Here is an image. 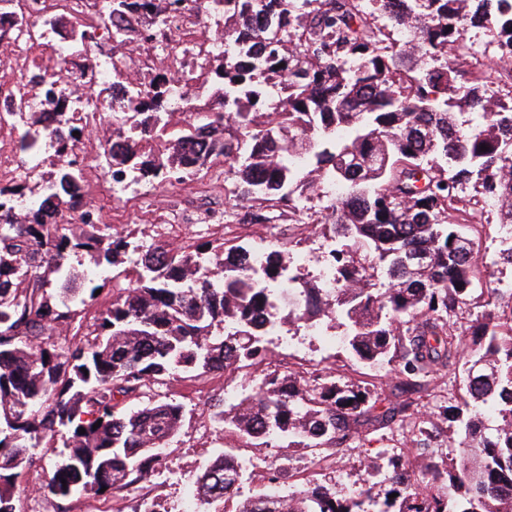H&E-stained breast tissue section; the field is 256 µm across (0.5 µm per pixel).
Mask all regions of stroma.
<instances>
[{
    "label": "stroma",
    "instance_id": "stroma-1",
    "mask_svg": "<svg viewBox=\"0 0 512 512\" xmlns=\"http://www.w3.org/2000/svg\"><path fill=\"white\" fill-rule=\"evenodd\" d=\"M83 195L85 200L107 212L114 229L131 234L136 241L148 243L159 235L182 241L201 238L212 241L221 236L217 226L181 224L176 220L177 214L185 208L210 199L223 202L224 183L210 174L175 187L155 185L146 194L136 188L129 190L123 204L118 206L101 194L93 179L85 183ZM292 340L295 349L274 344L272 353L261 364L216 375L205 383L178 375L152 391L153 399L182 404L185 410L179 434L166 450L164 467L171 471V480L163 483L155 479L129 493L77 495L62 506L39 497L22 498L15 502L18 512H132L143 502L160 505L162 512H184L197 477L222 448L236 449L272 471L280 464H287L289 489L322 483L346 494L374 483V476L364 467L366 457L394 455L412 465L431 461L443 466L457 454L458 440L450 433L447 420L438 415L440 407L457 404L463 395L459 377L449 370L433 376L428 395L418 398L414 406L418 417H434L437 426L431 440L421 447L413 443L410 430L396 428L351 440L339 453L326 451L312 457L302 448L245 441L235 429L215 422L207 411L210 395L253 389L267 373L275 370L310 372L318 369L341 381L356 379L387 386L395 381L390 370L356 363L343 348L334 349L318 342L308 328H301Z\"/></svg>",
    "mask_w": 512,
    "mask_h": 512
}]
</instances>
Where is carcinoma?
<instances>
[{
	"instance_id": "cac0c4a2",
	"label": "carcinoma",
	"mask_w": 512,
	"mask_h": 512,
	"mask_svg": "<svg viewBox=\"0 0 512 512\" xmlns=\"http://www.w3.org/2000/svg\"><path fill=\"white\" fill-rule=\"evenodd\" d=\"M183 2L112 0V26L123 33L112 54L127 42L166 40ZM190 2L224 21V41L236 45L197 62L217 107L174 100L162 66L146 86L105 100L112 128L133 130L112 155V183L183 184L222 156L231 185L224 225L304 226L306 206L320 202L315 227L338 243L337 287L288 276L280 249L255 269L230 260L249 252L243 245H145L95 223L72 159L83 127L46 100L67 130L56 140L66 160L35 191L24 182L0 187V512H17L14 477L47 452L46 437L62 450L35 489L45 499L150 481L183 411L147 393L179 373L196 381L265 361L268 331L257 315H277L288 283L320 307L290 309L285 324H338L358 362L398 364L395 389L405 399L386 405L369 382L273 373L229 405L212 396L215 421L251 441L288 437L338 452L364 432L403 425L412 396L451 367L469 397L443 409L461 452L443 469L425 463L411 472L397 457L383 467L368 457V471L384 472L376 493L318 484L246 498L238 512H364L367 500L378 512H512L504 497L512 492V325L485 309L467 342L454 320L482 285L465 229L476 231L492 199L499 223L512 224V95L490 98L489 70L459 42L465 27H485L512 55V0ZM65 16L80 56L89 33L65 11L53 22ZM177 112L195 121L174 123ZM25 125L23 153L41 136L36 113ZM26 196L38 202L19 221L14 207ZM78 255L105 273L100 284L86 287ZM127 259L139 268L134 282L120 271ZM109 285L93 339L54 344L51 331L82 328L95 292ZM227 455L197 478L200 504L240 493L244 472L224 476Z\"/></svg>"
}]
</instances>
